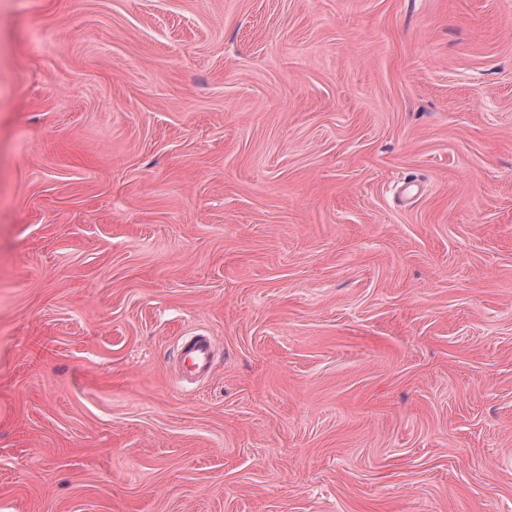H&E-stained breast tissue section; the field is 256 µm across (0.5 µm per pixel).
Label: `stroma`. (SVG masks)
I'll return each mask as SVG.
<instances>
[{
	"instance_id": "1",
	"label": "stroma",
	"mask_w": 512,
	"mask_h": 512,
	"mask_svg": "<svg viewBox=\"0 0 512 512\" xmlns=\"http://www.w3.org/2000/svg\"><path fill=\"white\" fill-rule=\"evenodd\" d=\"M0 512H512V0H0ZM182 362L190 374L207 372L213 361V348L207 336H194L181 349Z\"/></svg>"
}]
</instances>
